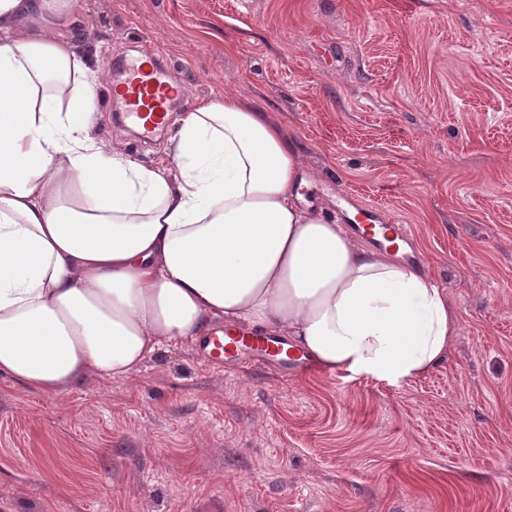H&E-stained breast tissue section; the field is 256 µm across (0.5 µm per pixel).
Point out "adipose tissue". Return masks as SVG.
Segmentation results:
<instances>
[{"instance_id": "1", "label": "adipose tissue", "mask_w": 512, "mask_h": 512, "mask_svg": "<svg viewBox=\"0 0 512 512\" xmlns=\"http://www.w3.org/2000/svg\"><path fill=\"white\" fill-rule=\"evenodd\" d=\"M73 23L66 0H0V373L56 394L219 322L389 384L445 360L446 292L305 202L294 146L240 97L183 118L166 163L103 150Z\"/></svg>"}]
</instances>
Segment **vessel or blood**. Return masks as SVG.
Here are the masks:
<instances>
[{"instance_id": "obj_1", "label": "vessel or blood", "mask_w": 512, "mask_h": 512, "mask_svg": "<svg viewBox=\"0 0 512 512\" xmlns=\"http://www.w3.org/2000/svg\"><path fill=\"white\" fill-rule=\"evenodd\" d=\"M114 67L122 74L121 82H105L96 93L103 102L119 101L128 118L136 122L144 135H151L170 121L169 112L174 101L183 97L186 88L172 79L169 62L159 59L156 51L146 50L135 60L118 56ZM354 230L364 239L383 236L386 241L402 239V232L383 224L378 209L370 208L357 213L353 221ZM212 358L219 359L244 349L263 352L275 357L282 354L280 344L264 335L247 331L225 330L223 336H212Z\"/></svg>"}]
</instances>
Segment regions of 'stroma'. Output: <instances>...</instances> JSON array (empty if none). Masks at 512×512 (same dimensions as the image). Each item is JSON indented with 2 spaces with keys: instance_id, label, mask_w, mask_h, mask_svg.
I'll use <instances>...</instances> for the list:
<instances>
[{
  "instance_id": "1",
  "label": "stroma",
  "mask_w": 512,
  "mask_h": 512,
  "mask_svg": "<svg viewBox=\"0 0 512 512\" xmlns=\"http://www.w3.org/2000/svg\"><path fill=\"white\" fill-rule=\"evenodd\" d=\"M109 79L168 57L187 96L283 127L330 218L383 206L460 327L390 385L205 362L200 342L57 394L0 374V512H512V0H69ZM119 104L102 149L158 161Z\"/></svg>"
}]
</instances>
